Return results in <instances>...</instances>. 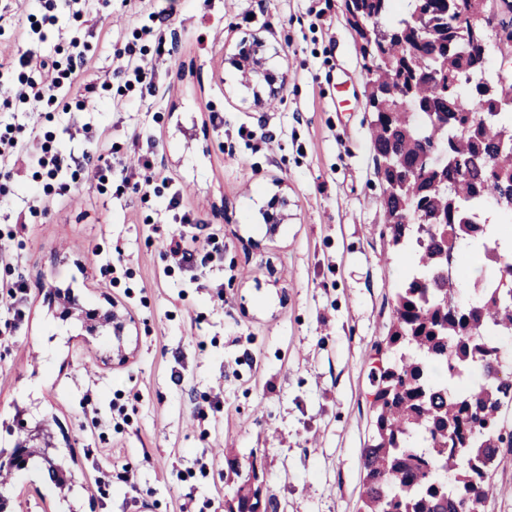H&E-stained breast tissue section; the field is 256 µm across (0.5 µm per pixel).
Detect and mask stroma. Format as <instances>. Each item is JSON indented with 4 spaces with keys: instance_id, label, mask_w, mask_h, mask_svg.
<instances>
[{
    "instance_id": "35a3bbf8",
    "label": "stroma",
    "mask_w": 512,
    "mask_h": 512,
    "mask_svg": "<svg viewBox=\"0 0 512 512\" xmlns=\"http://www.w3.org/2000/svg\"><path fill=\"white\" fill-rule=\"evenodd\" d=\"M35 10L0 0V59L62 60L79 37L86 80L109 84L106 106L38 117L16 107L0 125L25 141L50 136L79 160L147 154L155 167L145 194L119 190L117 172L79 174L34 217L26 173L0 178L12 214L0 217V454L45 425L71 476L55 488L36 457L0 494L12 512H224L232 448L276 512H360L361 450L375 431L368 376L410 260L380 237L367 60L345 0H86L77 15L61 8L42 42L23 34ZM254 35L285 76L272 105L229 61ZM128 45L154 68L152 89L118 76ZM86 124L100 139L77 135ZM279 191L288 220L273 233L262 212ZM176 192L191 224L166 208ZM180 231L205 239L212 261L180 269L168 251ZM19 280L20 321L3 298ZM57 289L132 315L125 361L111 331L63 317ZM108 467L129 469L134 486L98 485ZM490 484L486 512H512V451Z\"/></svg>"
}]
</instances>
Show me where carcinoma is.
<instances>
[{"label": "carcinoma", "instance_id": "cac0c4a2", "mask_svg": "<svg viewBox=\"0 0 512 512\" xmlns=\"http://www.w3.org/2000/svg\"><path fill=\"white\" fill-rule=\"evenodd\" d=\"M392 2L363 0L369 21L397 32L382 54H363L371 62L366 93L382 206L386 215L406 218L381 236L412 262L389 333L375 346L381 365L371 372L376 432L361 452L363 512H484L490 467L500 449L512 448L505 416L512 378L499 376L505 358L477 337L512 334V263L500 255L496 277L482 283L484 295L457 310L436 269L442 258L487 239L489 202L512 210V152L500 150L512 113L497 111L494 86L470 83L481 48L465 16L484 8L483 0H407L398 17ZM417 14L428 25L421 41L409 27ZM383 88L429 111H401L379 94ZM466 362L499 382L502 396L484 394L483 386L451 390L427 373L437 363L453 383ZM411 438L424 443L409 447ZM256 480L253 467L230 488L227 512H243L251 496L261 499Z\"/></svg>", "mask_w": 512, "mask_h": 512}]
</instances>
